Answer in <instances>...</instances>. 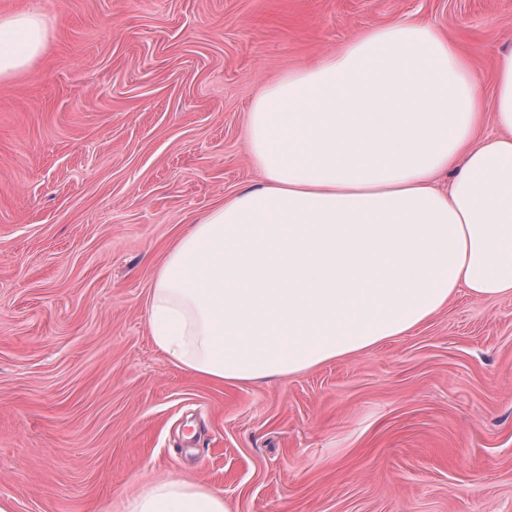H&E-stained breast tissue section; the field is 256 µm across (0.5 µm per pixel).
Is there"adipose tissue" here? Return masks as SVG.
Wrapping results in <instances>:
<instances>
[{
	"instance_id": "ef3b65f1",
	"label": "adipose tissue",
	"mask_w": 512,
	"mask_h": 512,
	"mask_svg": "<svg viewBox=\"0 0 512 512\" xmlns=\"http://www.w3.org/2000/svg\"><path fill=\"white\" fill-rule=\"evenodd\" d=\"M48 41L39 11L0 14V83ZM246 144L261 182L189 225L153 277L150 333L177 366L230 384L295 375L456 294L512 298V47L488 100L433 25L372 30L264 86ZM128 512L231 510L172 474Z\"/></svg>"
}]
</instances>
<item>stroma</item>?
<instances>
[{"label":"stroma","mask_w":512,"mask_h":512,"mask_svg":"<svg viewBox=\"0 0 512 512\" xmlns=\"http://www.w3.org/2000/svg\"><path fill=\"white\" fill-rule=\"evenodd\" d=\"M44 56L0 84V500L125 512L176 473L231 512H512V298L459 295L309 371L221 384L154 344L155 269L259 174L260 87L373 28L434 25L485 96L512 0H0Z\"/></svg>","instance_id":"35a3bbf8"}]
</instances>
